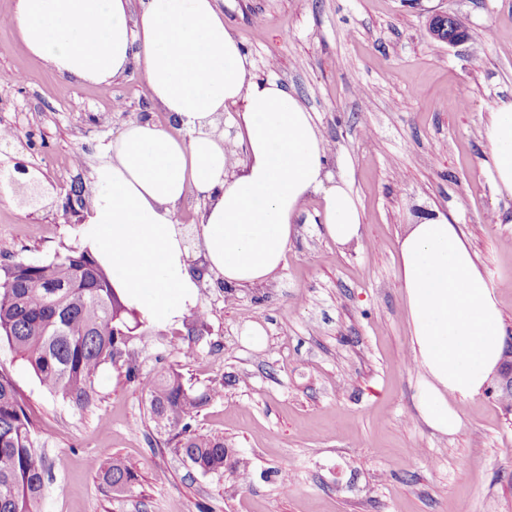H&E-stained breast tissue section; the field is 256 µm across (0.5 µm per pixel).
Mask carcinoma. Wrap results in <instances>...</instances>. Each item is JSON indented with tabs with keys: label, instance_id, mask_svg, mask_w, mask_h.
<instances>
[{
	"label": "carcinoma",
	"instance_id": "carcinoma-1",
	"mask_svg": "<svg viewBox=\"0 0 512 512\" xmlns=\"http://www.w3.org/2000/svg\"><path fill=\"white\" fill-rule=\"evenodd\" d=\"M140 323L141 314L127 305L86 248L47 262L0 263V339L30 365L45 390L74 407L86 408L94 400L99 370L107 362L126 365L128 380L138 378L119 332ZM145 386L155 427L175 430L176 450L194 469L222 474L227 467L247 481L244 459L226 462L224 441L193 428L218 389L192 393L175 372L148 379ZM32 426L11 375L0 368V512H40L48 469L34 446ZM93 468L118 493L137 480L119 461Z\"/></svg>",
	"mask_w": 512,
	"mask_h": 512
}]
</instances>
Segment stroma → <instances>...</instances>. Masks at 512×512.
Masks as SVG:
<instances>
[{"label":"stroma","mask_w":512,"mask_h":512,"mask_svg":"<svg viewBox=\"0 0 512 512\" xmlns=\"http://www.w3.org/2000/svg\"><path fill=\"white\" fill-rule=\"evenodd\" d=\"M224 24L255 63L312 113L328 143L325 167L347 181L363 213L347 247L324 231L311 197L283 267L260 288L224 293L198 281L206 324L185 359L169 326L139 328L129 381L105 365L98 396L76 409L44 390L8 345L0 366L37 415L33 432L52 465L41 512H512V412L495 383L453 400L460 430L422 419L414 394L408 311L397 278L408 225L443 212L467 240L512 334V199L496 194L485 131L512 100V0H217ZM461 18L468 41L433 39L427 22ZM464 97L455 111L443 102ZM156 110L138 71L109 84L67 83L0 25V182L23 162L42 185L36 207L0 199V263L42 262L82 247L101 148ZM265 331L254 348L242 336ZM169 371L201 392L222 389L197 418L247 460L249 479L204 475L157 431L142 380ZM121 460L138 476L117 494L92 461Z\"/></svg>","instance_id":"35a3bbf8"}]
</instances>
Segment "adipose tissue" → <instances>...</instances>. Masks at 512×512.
<instances>
[{"label": "adipose tissue", "mask_w": 512, "mask_h": 512, "mask_svg": "<svg viewBox=\"0 0 512 512\" xmlns=\"http://www.w3.org/2000/svg\"><path fill=\"white\" fill-rule=\"evenodd\" d=\"M0 23L63 78L104 84L136 69L169 115L165 126L127 123L106 147L82 225L113 287L149 322H175L196 304L177 220L192 197L205 203L207 268L228 288L279 271L310 195H320L336 244L360 238L362 213L350 186L328 176L312 113L276 78L255 75L216 0H16ZM228 125L244 157L225 150ZM486 137L488 174L497 194L512 198V100L498 103ZM397 275L420 367L416 408L435 430L456 433L451 399L480 393L502 357L498 295L459 226L440 212L400 239Z\"/></svg>", "instance_id": "ef3b65f1"}]
</instances>
